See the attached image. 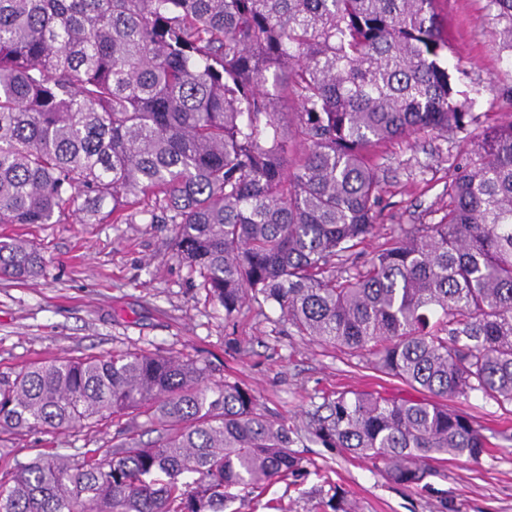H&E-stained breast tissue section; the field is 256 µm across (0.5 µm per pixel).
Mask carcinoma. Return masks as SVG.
<instances>
[{"label": "carcinoma", "instance_id": "obj_1", "mask_svg": "<svg viewBox=\"0 0 512 512\" xmlns=\"http://www.w3.org/2000/svg\"><path fill=\"white\" fill-rule=\"evenodd\" d=\"M438 3L0 0V224H173V254L224 322L273 304L293 334L365 352L430 395L327 396L308 423L322 447L404 487L429 461L479 460L490 443L448 401L512 405V116L463 111ZM488 8L512 53V0ZM454 131L465 160L439 222L347 265L382 215L373 152ZM43 271L28 241L0 239L1 279ZM109 423L103 458L40 450L0 469V512H224L232 488L304 476L295 431L194 359L121 351L0 372V458L22 435Z\"/></svg>", "mask_w": 512, "mask_h": 512}]
</instances>
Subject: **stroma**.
I'll return each instance as SVG.
<instances>
[{"instance_id":"1","label":"stroma","mask_w":512,"mask_h":512,"mask_svg":"<svg viewBox=\"0 0 512 512\" xmlns=\"http://www.w3.org/2000/svg\"><path fill=\"white\" fill-rule=\"evenodd\" d=\"M439 7L448 18L449 57L467 72L460 101L480 122L505 120L512 60L494 43L488 0H441ZM461 150L456 133L422 134L377 149L384 220L358 247L355 263L402 228L440 220ZM173 234L172 225L144 216L129 224H81L72 217L60 224H0V236L28 239L45 262L38 278L0 279V372L66 354L182 353L206 362L214 379L242 382L268 414L297 429L304 478L271 484L263 494L282 512H330L326 502L335 486L352 512H512V409L475 394L453 399L481 425L493 450L475 462L462 457L434 465L419 487L397 485L371 464L311 442L307 423L323 396L384 390L408 397L411 389L376 371L371 356L291 334L274 306L243 308L235 323L225 324L199 275L173 256ZM114 432L108 426L86 438L34 436L1 458L0 467L28 462L38 448L106 452Z\"/></svg>"}]
</instances>
